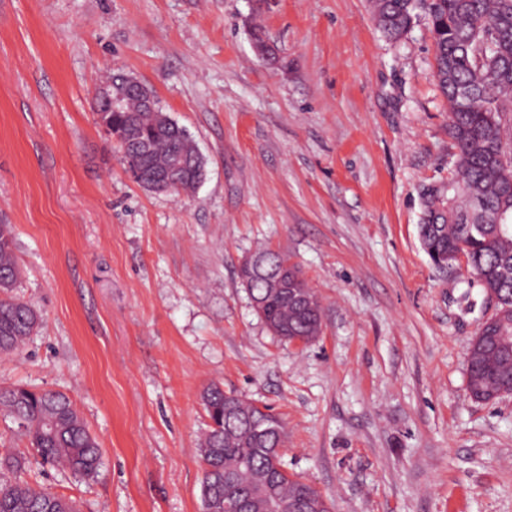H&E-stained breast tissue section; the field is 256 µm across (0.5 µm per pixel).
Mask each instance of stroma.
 Masks as SVG:
<instances>
[{
    "label": "stroma",
    "instance_id": "stroma-1",
    "mask_svg": "<svg viewBox=\"0 0 512 512\" xmlns=\"http://www.w3.org/2000/svg\"><path fill=\"white\" fill-rule=\"evenodd\" d=\"M115 73L195 140L192 195L126 173L92 107ZM452 152L424 11L391 43L371 0H0V224L43 318L0 387L65 393L102 452L93 478L23 479L81 512H202L217 383L283 419L331 512H512V395L466 380L496 308L418 236ZM261 244L315 290V340L254 310L237 268Z\"/></svg>",
    "mask_w": 512,
    "mask_h": 512
}]
</instances>
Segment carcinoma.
Listing matches in <instances>:
<instances>
[{
    "mask_svg": "<svg viewBox=\"0 0 512 512\" xmlns=\"http://www.w3.org/2000/svg\"><path fill=\"white\" fill-rule=\"evenodd\" d=\"M428 16L434 39L435 79L448 100V135L456 152V177L448 181L451 202L438 189L422 191L420 242L432 262L467 257V271L483 290L496 289L506 298L501 320L486 324L472 340L467 357L468 388L472 397L491 402L512 394V344L495 347V336L512 331V236L497 233L500 214L512 221V143L505 130L512 126V0H374L378 27L390 41L409 29L415 10ZM114 104L95 97L96 122L110 136L119 135L121 161L136 183L151 189L155 177L179 156L183 167L171 176L170 193H192L204 175L188 132L161 120L132 102L130 78L110 80ZM14 230L0 224V353L20 349L38 329L40 315L30 304L11 295L19 277L14 258ZM255 255L270 264L289 265L295 280L292 294H274L266 272L238 271L253 301L263 304L261 318L282 340L310 341L320 333L322 308L317 296L288 256L271 249ZM200 400L210 419L198 451L204 465L201 498L204 512H224V473L235 475V487L249 490L264 484L273 468L271 454L258 446L260 431L278 433L284 443L282 419L243 403L217 383L206 386ZM0 412L23 427L42 465L61 466L90 478L101 465L99 444L70 398L60 392L22 386L0 387ZM21 455L0 457V471L20 473ZM310 496L319 512H329L322 495L310 484L288 475L265 489L254 501V512H291L302 495ZM0 512H78L74 501L36 488L16 477L0 479Z\"/></svg>",
    "mask_w": 512,
    "mask_h": 512,
    "instance_id": "cac0c4a2",
    "label": "carcinoma"
}]
</instances>
